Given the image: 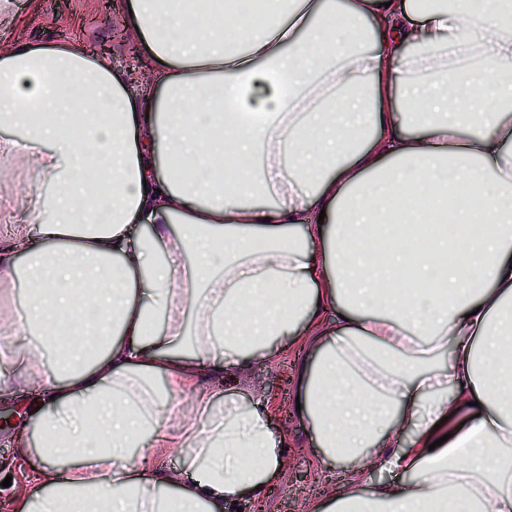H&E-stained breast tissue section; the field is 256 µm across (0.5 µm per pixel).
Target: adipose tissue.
Segmentation results:
<instances>
[{"label":"adipose tissue","instance_id":"1","mask_svg":"<svg viewBox=\"0 0 512 512\" xmlns=\"http://www.w3.org/2000/svg\"><path fill=\"white\" fill-rule=\"evenodd\" d=\"M124 2L148 92L75 41L0 47V161L42 184L0 186V378L43 422L18 512L259 498L288 438L239 386L285 343L324 462L388 474L316 512H512V0ZM2 178L4 181L14 182L19 187L15 198V204L18 208H24L29 196L41 189L38 179L34 174L9 163H4Z\"/></svg>","mask_w":512,"mask_h":512}]
</instances>
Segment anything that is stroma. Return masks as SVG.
Instances as JSON below:
<instances>
[{"label":"stroma","instance_id":"obj_1","mask_svg":"<svg viewBox=\"0 0 512 512\" xmlns=\"http://www.w3.org/2000/svg\"><path fill=\"white\" fill-rule=\"evenodd\" d=\"M15 5L24 25L19 29L1 27L0 46L18 39L71 37L103 49L113 69L132 75L134 89L144 88L148 68L132 51L113 39L118 18L105 0H15ZM295 365V358L288 351L273 362L254 363L241 386L243 397L268 395L275 408L289 405L291 389L286 380ZM21 427L30 432L39 429L40 423L30 413L21 384L10 380L0 385V463L15 461L13 483L20 493L34 489L33 474L37 466L33 460L22 463L16 460L14 434ZM287 434L292 447L278 485L260 501V512H306L308 504L329 498L349 478L344 467L321 463V451L311 443L306 423L289 420Z\"/></svg>","mask_w":512,"mask_h":512}]
</instances>
